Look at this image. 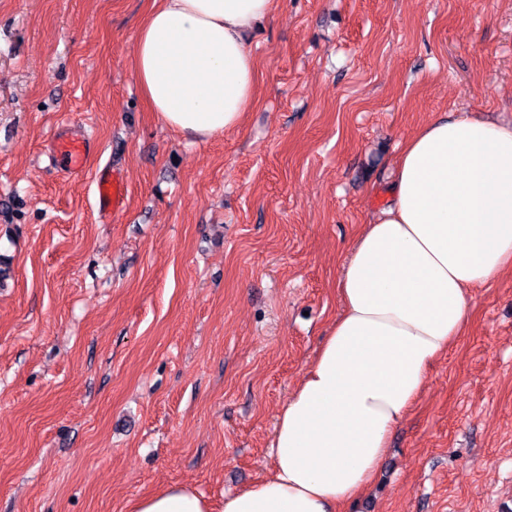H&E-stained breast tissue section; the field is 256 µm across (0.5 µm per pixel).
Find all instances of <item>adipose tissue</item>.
Masks as SVG:
<instances>
[{
    "label": "adipose tissue",
    "mask_w": 512,
    "mask_h": 512,
    "mask_svg": "<svg viewBox=\"0 0 512 512\" xmlns=\"http://www.w3.org/2000/svg\"><path fill=\"white\" fill-rule=\"evenodd\" d=\"M277 0H152L132 69L165 125L203 142L240 128L258 70L250 35ZM512 270V126L422 125L388 203L362 225L338 279L343 308L283 406L271 473L222 512H337L369 489L430 369L463 334L469 291ZM131 512H211L182 485Z\"/></svg>",
    "instance_id": "adipose-tissue-1"
}]
</instances>
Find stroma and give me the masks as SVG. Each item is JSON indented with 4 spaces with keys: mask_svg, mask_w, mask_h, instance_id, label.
Instances as JSON below:
<instances>
[{
    "mask_svg": "<svg viewBox=\"0 0 512 512\" xmlns=\"http://www.w3.org/2000/svg\"><path fill=\"white\" fill-rule=\"evenodd\" d=\"M149 7L0 0V512H131L175 484L218 510L267 476L403 142L512 123V0H281L242 127L205 142L141 95ZM61 132L91 139L81 178ZM106 167L128 183L108 217ZM469 306L345 512H512V272ZM88 144L85 136L61 134L52 142L50 151L63 172L78 178L83 175L87 165ZM127 180L120 169H103L95 182L96 206L102 214H115L125 205Z\"/></svg>",
    "mask_w": 512,
    "mask_h": 512,
    "instance_id": "stroma-1",
    "label": "stroma"
}]
</instances>
